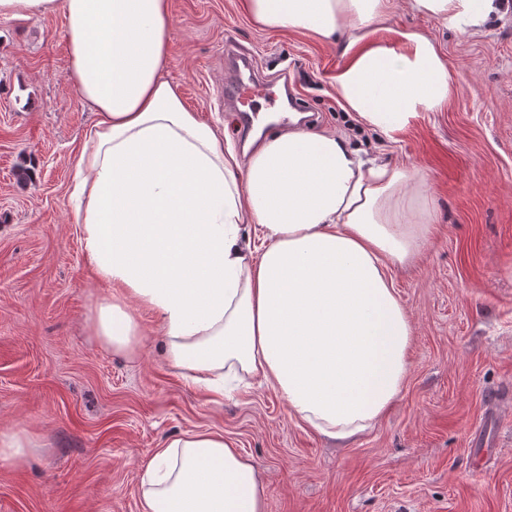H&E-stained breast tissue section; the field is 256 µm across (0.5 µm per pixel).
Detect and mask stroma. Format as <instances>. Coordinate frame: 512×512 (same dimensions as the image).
Segmentation results:
<instances>
[{
  "instance_id": "stroma-1",
  "label": "stroma",
  "mask_w": 512,
  "mask_h": 512,
  "mask_svg": "<svg viewBox=\"0 0 512 512\" xmlns=\"http://www.w3.org/2000/svg\"><path fill=\"white\" fill-rule=\"evenodd\" d=\"M163 69L185 106L220 128L224 43L264 74L287 72L313 118L352 147L415 167L438 229L394 268L414 327L406 385L350 443H332L252 380L213 403L167 365L157 317L139 309V355L105 348L86 318L109 285L85 264L71 194L93 122L68 76L62 14L0 17V431L39 440L0 465V512H140L155 448L182 432L237 442L267 485L266 512H512V11L460 36L394 0L375 37L419 31L457 80L447 105L391 142L336 95L340 45L255 25L243 0H169Z\"/></svg>"
}]
</instances>
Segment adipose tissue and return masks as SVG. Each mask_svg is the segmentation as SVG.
<instances>
[{"label": "adipose tissue", "mask_w": 512, "mask_h": 512, "mask_svg": "<svg viewBox=\"0 0 512 512\" xmlns=\"http://www.w3.org/2000/svg\"><path fill=\"white\" fill-rule=\"evenodd\" d=\"M459 34L501 0H404ZM390 0H245L252 21L347 35L336 93L386 139L441 111L454 75L416 31L374 40ZM61 13L70 76L94 114L76 163L85 261L111 285L88 328L136 353L133 305L153 310L168 363L224 396L260 377L291 416L333 440L356 438L401 394L413 329L389 275L434 228L425 180L351 148L344 132L287 128L247 158L184 105L162 76L168 0H0V16ZM259 243H242L245 227ZM250 458L219 431H185L153 453L141 512H265Z\"/></svg>", "instance_id": "obj_1"}]
</instances>
